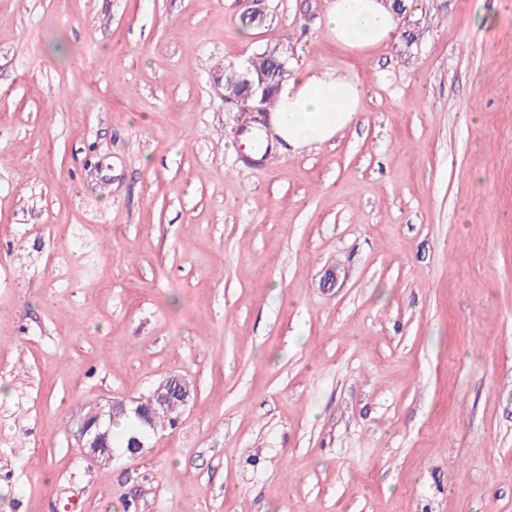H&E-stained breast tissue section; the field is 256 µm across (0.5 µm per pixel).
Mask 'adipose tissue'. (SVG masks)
Listing matches in <instances>:
<instances>
[{
	"mask_svg": "<svg viewBox=\"0 0 512 512\" xmlns=\"http://www.w3.org/2000/svg\"><path fill=\"white\" fill-rule=\"evenodd\" d=\"M326 27L337 45L354 54L385 45L398 32L382 0H331ZM365 95L361 82L331 71H292L271 118L278 151L295 153L332 139L356 121Z\"/></svg>",
	"mask_w": 512,
	"mask_h": 512,
	"instance_id": "ef3b65f1",
	"label": "adipose tissue"
}]
</instances>
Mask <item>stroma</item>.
<instances>
[{
	"instance_id": "obj_1",
	"label": "stroma",
	"mask_w": 512,
	"mask_h": 512,
	"mask_svg": "<svg viewBox=\"0 0 512 512\" xmlns=\"http://www.w3.org/2000/svg\"><path fill=\"white\" fill-rule=\"evenodd\" d=\"M329 2L0 0V512H512V0L358 55ZM279 41L368 92L248 166L224 67ZM172 375L145 455L84 456ZM195 394V386L183 376H169L160 381L150 393L139 402L145 407H166L171 401L177 400L184 408L189 405ZM180 405L169 404L153 416L156 423L173 427L183 412ZM128 403L125 401H106L98 402L90 409V414L86 421L82 420L74 436L77 444L91 461L108 463L112 461L111 448H125V451L132 455H139L146 450L144 443L141 448H132L135 438L146 441L144 438L145 430L142 428L137 413L130 414L124 419L131 420L127 429L123 432L112 430V421L119 416L125 415ZM111 425V434L109 436V445L107 448V438L109 435V426ZM95 428L93 429V427Z\"/></svg>"
}]
</instances>
